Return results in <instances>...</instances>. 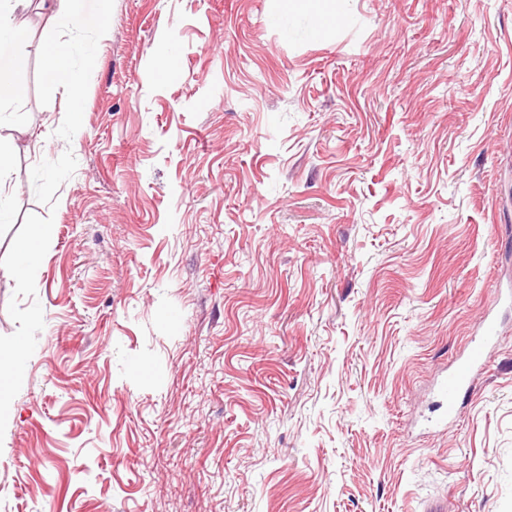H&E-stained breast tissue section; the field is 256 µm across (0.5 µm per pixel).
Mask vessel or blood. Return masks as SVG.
Wrapping results in <instances>:
<instances>
[{"instance_id": "vessel-or-blood-1", "label": "vessel or blood", "mask_w": 512, "mask_h": 512, "mask_svg": "<svg viewBox=\"0 0 512 512\" xmlns=\"http://www.w3.org/2000/svg\"><path fill=\"white\" fill-rule=\"evenodd\" d=\"M496 339L497 323L491 313H483L466 351L456 358L448 372L436 384V394L444 419L448 420L459 414L462 403L471 391Z\"/></svg>"}]
</instances>
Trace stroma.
I'll return each mask as SVG.
<instances>
[{"instance_id":"35a3bbf8","label":"stroma","mask_w":512,"mask_h":512,"mask_svg":"<svg viewBox=\"0 0 512 512\" xmlns=\"http://www.w3.org/2000/svg\"><path fill=\"white\" fill-rule=\"evenodd\" d=\"M84 6L0 0V512H512V310L433 404L512 280V0ZM47 4V1H56L57 12L70 14L75 21L82 27L93 30H104L105 21L98 12L82 11L79 7L80 0H41ZM22 37L21 29L11 25L0 14V106L21 98L26 58L16 45ZM77 50L65 43H49L44 49L43 70L46 80L52 85H69L75 77ZM50 237V229L47 227H41L38 229L36 236L34 239L27 241L25 244L20 246L17 253V261L12 269V274L18 278L22 279L30 266V261L32 257L37 252L36 242H45ZM474 336L466 351L453 362L448 373L436 384L439 407L443 409V421L456 417L464 398L471 391L478 372L485 364L488 351L497 340V323L490 310L477 321Z\"/></svg>"}]
</instances>
